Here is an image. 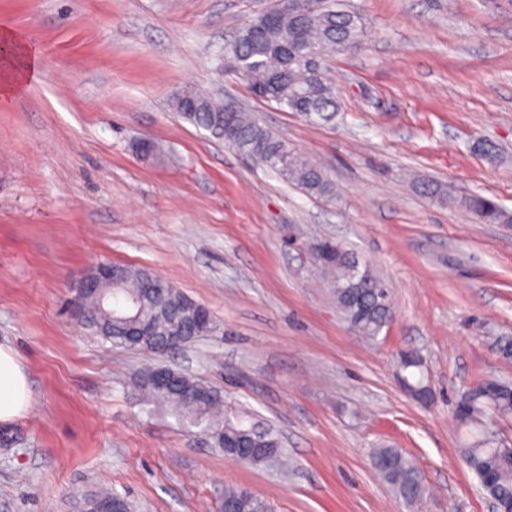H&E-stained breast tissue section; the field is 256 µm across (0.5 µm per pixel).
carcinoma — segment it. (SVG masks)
<instances>
[{"label": "carcinoma", "mask_w": 512, "mask_h": 512, "mask_svg": "<svg viewBox=\"0 0 512 512\" xmlns=\"http://www.w3.org/2000/svg\"><path fill=\"white\" fill-rule=\"evenodd\" d=\"M366 33V22L353 0H322V6L306 17L277 13L258 14L229 43V56L235 73L246 80L253 95L263 102H273L283 112H296L310 121L332 123L339 111L336 89L327 78L333 54L356 48ZM193 104L183 97L174 100V108L186 122L202 129L238 152L258 161L281 180L298 186L311 196L331 197V183L321 170L301 159L286 141L276 136L248 113L237 111L225 116L224 104L190 92ZM482 224H511L512 213L493 199L473 195L461 201ZM124 280L112 288L102 289L119 301L139 292L146 268L121 267ZM330 279L336 305L356 333L376 338L393 318L390 296L382 290L381 281L355 252L340 247L335 262L324 269ZM202 305L196 303L173 285L164 295L145 303L139 320L153 325L156 335L134 342L136 349L156 346L172 351L177 340L167 335L170 318L177 315L191 325ZM84 316L80 323L103 340L122 339L121 312L100 309L97 297L83 302ZM176 391H162L144 378L137 385L147 398L166 407L187 430L211 434L224 446L221 438L229 433L238 437L245 448H264L275 439L266 430L244 427L224 415V391L215 386L207 396L195 401L192 395L204 382L180 375ZM512 416V388L489 389L483 382L461 391L454 406V418L463 431L461 453L478 481L487 472L495 480L490 493L504 504L512 505V448L500 447L498 435L485 426V416ZM380 476L408 505L420 503L426 483L415 462L391 446H382L372 455ZM224 498L235 503L236 512H271L263 498L245 493L240 488L224 490Z\"/></svg>", "instance_id": "carcinoma-1"}]
</instances>
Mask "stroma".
Listing matches in <instances>:
<instances>
[{"instance_id": "obj_1", "label": "stroma", "mask_w": 512, "mask_h": 512, "mask_svg": "<svg viewBox=\"0 0 512 512\" xmlns=\"http://www.w3.org/2000/svg\"><path fill=\"white\" fill-rule=\"evenodd\" d=\"M362 45L335 55L331 124L252 97L220 53L275 0H0L36 81L0 106V344L31 407L0 424V512H76L105 488L132 512H222L245 488L274 512H488L459 452V392L512 381V0H356ZM186 89L235 103L331 182L304 194L182 120ZM151 142L144 156L138 143ZM440 186L443 198L423 194ZM324 239L369 262L394 317L355 335L314 263ZM152 269L213 318L162 362L222 388L284 453L238 462L189 436L135 385L148 355L67 309L89 266ZM431 390L408 393L400 351ZM411 455L431 492L409 508L374 448ZM475 219L482 224H511V212L503 209L493 199L482 196L473 195L461 201Z\"/></svg>"}]
</instances>
